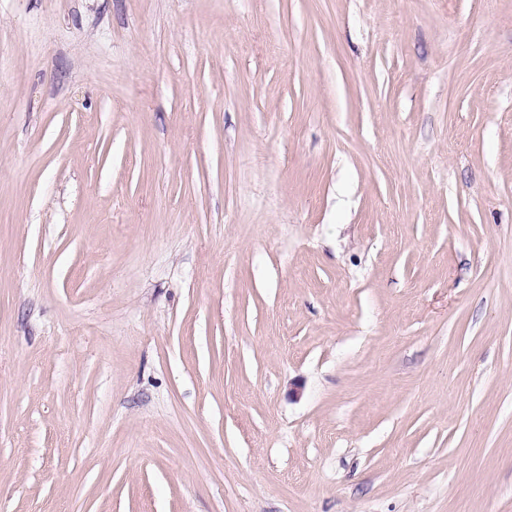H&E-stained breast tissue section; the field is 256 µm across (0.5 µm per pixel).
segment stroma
<instances>
[{
    "mask_svg": "<svg viewBox=\"0 0 512 512\" xmlns=\"http://www.w3.org/2000/svg\"><path fill=\"white\" fill-rule=\"evenodd\" d=\"M0 512H512V0H0Z\"/></svg>",
    "mask_w": 512,
    "mask_h": 512,
    "instance_id": "1",
    "label": "stroma"
}]
</instances>
